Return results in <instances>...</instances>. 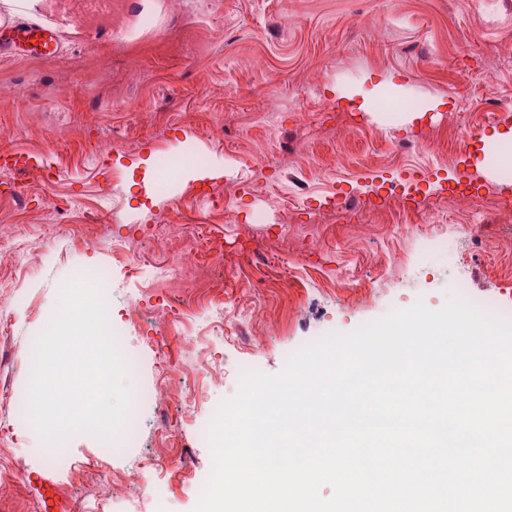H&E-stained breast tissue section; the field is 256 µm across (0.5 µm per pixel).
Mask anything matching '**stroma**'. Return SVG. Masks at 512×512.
I'll use <instances>...</instances> for the list:
<instances>
[{"mask_svg":"<svg viewBox=\"0 0 512 512\" xmlns=\"http://www.w3.org/2000/svg\"><path fill=\"white\" fill-rule=\"evenodd\" d=\"M0 0V20L54 28L55 57H0V153L24 162L0 170V512H45L44 481L66 508L54 512H192L212 466L199 431L239 387V362L279 373L287 354L423 302L441 308L465 273L476 303L512 312V208L487 188L455 184L512 172V0ZM434 169L446 187L422 185L418 209L372 192ZM365 201L353 220L327 213V197ZM172 215L164 232L156 218ZM471 224L485 242L453 267L424 238ZM224 250L213 294L224 333L178 290L146 277L197 230ZM98 238L97 247L87 245ZM133 264L114 262L117 247ZM404 274L378 281L383 266ZM106 268L107 318L140 346L129 387L167 376L169 398L141 405L145 436L178 423L191 464L170 475L167 449H127L109 467L124 476L158 459L128 501L100 476L103 440L77 434L56 459L16 403L25 358L82 270ZM179 313L199 336L203 364L191 406L170 366L177 340L154 320H128L131 303ZM258 309L250 318V309Z\"/></svg>","mask_w":512,"mask_h":512,"instance_id":"35a3bbf8","label":"stroma"}]
</instances>
